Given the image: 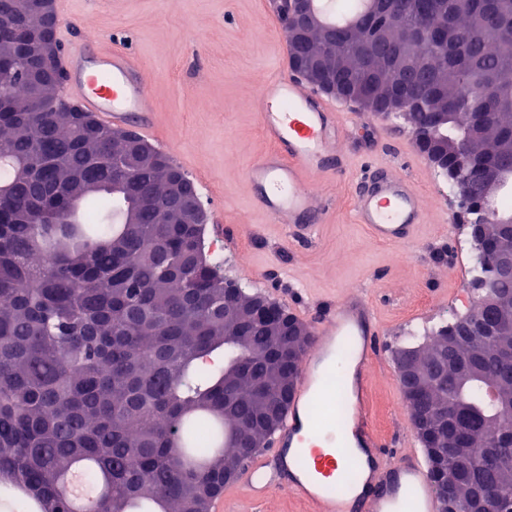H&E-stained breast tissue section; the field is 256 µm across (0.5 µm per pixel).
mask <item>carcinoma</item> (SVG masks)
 I'll return each instance as SVG.
<instances>
[{"label":"carcinoma","mask_w":512,"mask_h":512,"mask_svg":"<svg viewBox=\"0 0 512 512\" xmlns=\"http://www.w3.org/2000/svg\"><path fill=\"white\" fill-rule=\"evenodd\" d=\"M415 22L448 18V54L418 57L388 36L380 51L350 41L336 26L345 59L375 73L367 92L404 90L448 113L449 147L475 167L512 164V122L493 120L491 101L471 88L495 75L512 84V0H386ZM31 82L0 73V152L34 158L22 175H4L11 193L0 199V485L36 512H207L224 487V468L241 469L236 429L262 431L277 395L264 355L265 327L246 322V343L224 330V279L219 266L199 271L192 255L199 236L189 224H164L158 172H135L112 148L105 126L73 128L65 112H14ZM85 177L102 190L84 200L76 224L67 183ZM151 198L138 223H119V210ZM475 280L512 299V277L474 255ZM477 315L489 330L456 334L460 318L431 329L442 348L437 395L429 414L442 449L448 491L464 512L491 489L512 495L509 419L495 416L480 379L512 391V306L487 304ZM219 356L232 364L227 373ZM494 448L482 453L485 446ZM470 447L467 466L458 447ZM87 479L73 499L64 479Z\"/></svg>","instance_id":"obj_1"}]
</instances>
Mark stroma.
<instances>
[{
    "label": "stroma",
    "mask_w": 512,
    "mask_h": 512,
    "mask_svg": "<svg viewBox=\"0 0 512 512\" xmlns=\"http://www.w3.org/2000/svg\"><path fill=\"white\" fill-rule=\"evenodd\" d=\"M68 8L79 21L73 38L95 28L148 72L171 135L162 151L174 163H192L200 202L224 227L219 238L206 226L204 247L223 261L226 279L300 313L313 330L332 302L368 296L380 321L381 358L371 371L377 424L390 437L412 434L394 353L424 329L467 313L474 290L461 272V249L471 239L449 203L453 188L409 126L352 110L354 129L336 143L348 170L317 179L326 215L309 245H295L262 213L246 181L249 165L269 149L248 102L288 63L272 0H70ZM379 161L409 174L429 201L426 224L400 248L371 239L352 212L355 172Z\"/></svg>",
    "instance_id": "obj_1"
}]
</instances>
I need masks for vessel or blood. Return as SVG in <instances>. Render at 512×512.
<instances>
[{
	"instance_id": "obj_1",
	"label": "vessel or blood",
	"mask_w": 512,
	"mask_h": 512,
	"mask_svg": "<svg viewBox=\"0 0 512 512\" xmlns=\"http://www.w3.org/2000/svg\"><path fill=\"white\" fill-rule=\"evenodd\" d=\"M63 91L99 124L134 125L155 138L158 109L147 74L124 49L102 48L100 41L71 42L64 60ZM268 151L247 169L254 198L270 223L283 225L294 242L311 239L324 216L311 187L336 151L340 128L333 102L308 90L288 70L268 78L251 101ZM357 223L378 242L403 246L424 222L425 200L411 178L388 165L377 167L353 198ZM379 321L371 302L352 293L331 304L301 362L299 383L266 455L243 466L236 490L214 504L216 512L234 506L237 492L249 505L282 490L312 512H440L427 462L412 443L397 450L379 431L369 370L380 356ZM342 364L348 399L343 428L316 429L311 410L331 408L333 394L322 384L329 367ZM354 481L342 485L346 473Z\"/></svg>"
}]
</instances>
